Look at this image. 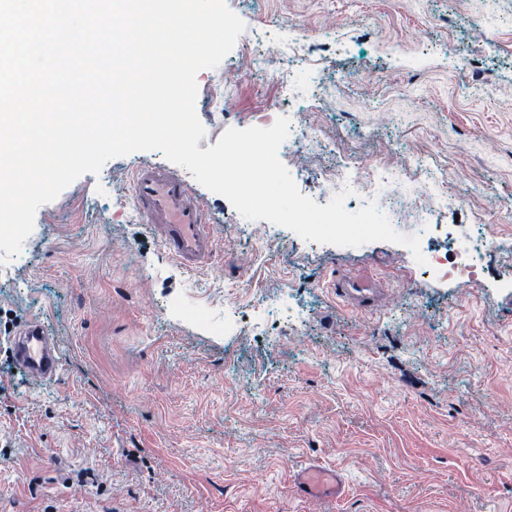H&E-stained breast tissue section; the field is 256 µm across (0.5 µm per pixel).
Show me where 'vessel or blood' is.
Wrapping results in <instances>:
<instances>
[{
    "label": "vessel or blood",
    "instance_id": "b4317fda",
    "mask_svg": "<svg viewBox=\"0 0 512 512\" xmlns=\"http://www.w3.org/2000/svg\"><path fill=\"white\" fill-rule=\"evenodd\" d=\"M133 194L138 212L167 255L188 269L212 259L215 239L206 219L207 205L177 171L156 163L142 165L134 175ZM333 290L360 309L375 307L381 297L380 288L368 279H344L334 283ZM0 347L33 381L54 379L61 369L59 343L39 320H29ZM294 481L309 500L340 498L347 492V481L338 471L318 464L300 470Z\"/></svg>",
    "mask_w": 512,
    "mask_h": 512
}]
</instances>
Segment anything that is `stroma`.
Returning <instances> with one entry per match:
<instances>
[{
    "label": "stroma",
    "mask_w": 512,
    "mask_h": 512,
    "mask_svg": "<svg viewBox=\"0 0 512 512\" xmlns=\"http://www.w3.org/2000/svg\"><path fill=\"white\" fill-rule=\"evenodd\" d=\"M226 4L245 30L197 75L199 149L268 110L329 143L281 156L304 196L337 157L382 160L399 176L382 212L418 235L430 171L460 199L442 223L494 244L471 281L440 282L405 246L310 242L204 188L216 257L190 271L125 216L135 167L164 155L110 159L37 210L0 270V307L40 319L62 358L37 383L0 353V512H512V0ZM358 275L387 288L376 309L328 287ZM228 288L307 307L227 336ZM310 462L347 496L298 497Z\"/></svg>",
    "instance_id": "35a3bbf8"
}]
</instances>
